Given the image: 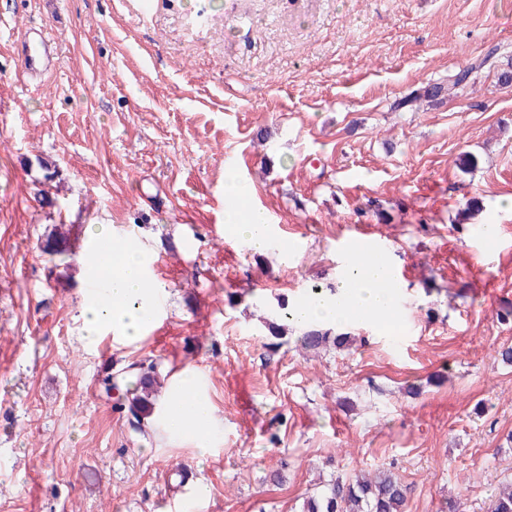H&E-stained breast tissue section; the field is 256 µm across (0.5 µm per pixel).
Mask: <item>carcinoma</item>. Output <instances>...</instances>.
<instances>
[{
  "instance_id": "1",
  "label": "carcinoma",
  "mask_w": 512,
  "mask_h": 512,
  "mask_svg": "<svg viewBox=\"0 0 512 512\" xmlns=\"http://www.w3.org/2000/svg\"><path fill=\"white\" fill-rule=\"evenodd\" d=\"M500 45L494 44L466 66L458 69L448 78V86L427 85L414 89L395 99L390 104L393 112H413L424 102L436 101L443 91L454 92L474 80L477 74L491 67H498L497 80L502 85L512 84V53L497 52ZM69 230L65 225L56 224L44 242V252L50 256L61 255L67 249L60 244L67 239ZM299 341L303 348L314 349L330 341L341 345L350 338L349 333L333 327H322L313 323H298ZM162 387L161 375L155 367L139 378V387L129 399V412L141 423L150 418L157 401L158 388ZM406 492L401 480L390 470L383 469L372 478L363 476H336L330 480L326 490L304 499L302 512H405ZM488 512H512V488L492 496Z\"/></svg>"
}]
</instances>
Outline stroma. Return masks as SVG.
<instances>
[{
    "mask_svg": "<svg viewBox=\"0 0 512 512\" xmlns=\"http://www.w3.org/2000/svg\"><path fill=\"white\" fill-rule=\"evenodd\" d=\"M29 33L53 47L35 79ZM497 42L499 0H0V512H301L383 467L407 512H487L512 482V87L485 71L389 104ZM229 171L271 222L262 249L225 230ZM56 224L65 257L40 248ZM93 224L150 260L141 341L85 334ZM358 228L398 276V335L378 317L345 348H269L278 298L339 285ZM142 363L204 376L211 454L106 398ZM444 91V86L440 84L427 85L414 89L409 93L396 98L390 104V110L393 112H413L420 108L422 102L431 103L436 101Z\"/></svg>",
    "mask_w": 512,
    "mask_h": 512,
    "instance_id": "obj_1",
    "label": "stroma"
}]
</instances>
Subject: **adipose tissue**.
Here are the masks:
<instances>
[{"instance_id": "obj_1", "label": "adipose tissue", "mask_w": 512, "mask_h": 512, "mask_svg": "<svg viewBox=\"0 0 512 512\" xmlns=\"http://www.w3.org/2000/svg\"><path fill=\"white\" fill-rule=\"evenodd\" d=\"M225 222L236 240L246 247L258 250L264 246L269 225L263 212L234 208L227 212ZM383 269V263L354 259L341 282L339 295L321 294L296 304L300 322L342 326L380 313L392 316L393 289L386 284ZM91 274L93 280L105 285L106 294L84 309L89 335L109 329L125 342L138 341L157 313L143 253L129 243L115 247L111 257L93 267ZM170 392L171 400L160 411L157 426L170 439L190 443L199 455H208L216 424L213 405L199 375L182 372Z\"/></svg>"}]
</instances>
